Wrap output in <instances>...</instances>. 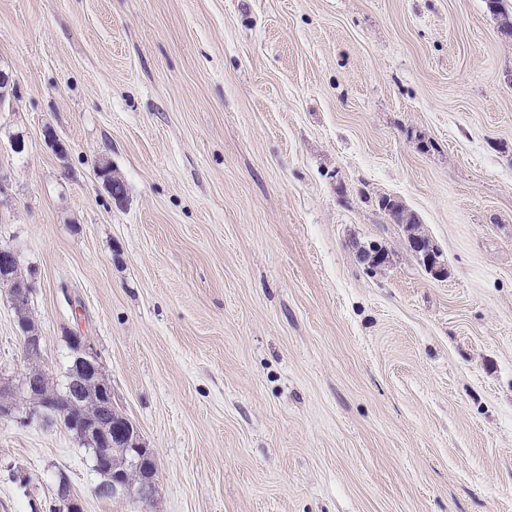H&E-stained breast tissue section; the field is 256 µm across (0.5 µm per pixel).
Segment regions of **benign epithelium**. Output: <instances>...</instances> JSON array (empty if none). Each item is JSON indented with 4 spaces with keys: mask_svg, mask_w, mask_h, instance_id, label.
Listing matches in <instances>:
<instances>
[{
    "mask_svg": "<svg viewBox=\"0 0 512 512\" xmlns=\"http://www.w3.org/2000/svg\"><path fill=\"white\" fill-rule=\"evenodd\" d=\"M415 253L420 256L423 266L431 274H444L445 263L438 248L427 237L413 239ZM20 267L17 252L8 247L0 249V288L5 297L15 309L26 307L34 290V284L28 279L16 276ZM22 348L24 361L30 367L41 361V336L37 330L22 331ZM74 346L73 381H84L92 388L94 405L99 409L112 406V385L103 376L97 352L94 350L89 337L81 331L72 333ZM23 396L29 402L25 419L35 416H56L67 430L81 437L88 445L98 448L104 445L108 448H124L131 457L132 465L140 473V483L135 485L129 479L118 473L112 479V485L97 487L100 494L122 496L132 494L140 502L147 504L153 500L156 476L150 474L155 466L154 452L145 447L134 425L124 416L114 414V420L103 421L94 418L89 412V405H81L75 400L63 403L57 400V395L48 385L42 383L28 369L21 374L19 384L3 381L0 383V417H12L17 409V397ZM55 501L61 504L64 512H84L81 498L72 491L68 480L59 482Z\"/></svg>",
    "mask_w": 512,
    "mask_h": 512,
    "instance_id": "7a95c632",
    "label": "benign epithelium"
}]
</instances>
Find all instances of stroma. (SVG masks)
<instances>
[{"instance_id":"obj_1","label":"stroma","mask_w":512,"mask_h":512,"mask_svg":"<svg viewBox=\"0 0 512 512\" xmlns=\"http://www.w3.org/2000/svg\"><path fill=\"white\" fill-rule=\"evenodd\" d=\"M0 67L41 366L89 336L157 467L149 505L103 498L62 425L0 418V512L62 474L84 512H512V37L484 0H0ZM21 354L0 295V376ZM412 245L426 270L435 276L444 274L445 263L442 254L428 237L415 238Z\"/></svg>"}]
</instances>
